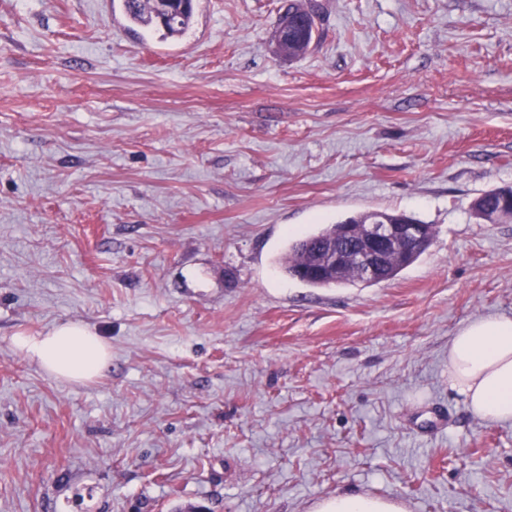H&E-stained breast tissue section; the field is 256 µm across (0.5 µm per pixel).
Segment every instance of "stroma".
Instances as JSON below:
<instances>
[{"label": "stroma", "mask_w": 512, "mask_h": 512, "mask_svg": "<svg viewBox=\"0 0 512 512\" xmlns=\"http://www.w3.org/2000/svg\"><path fill=\"white\" fill-rule=\"evenodd\" d=\"M196 0L174 41L112 0H0V512H512V422L448 388L461 324L512 318V0ZM367 211L432 224L394 279L314 288L292 240ZM78 322L93 382L19 333ZM444 432L419 424L434 404ZM317 17L312 1L289 0L274 34L276 53L295 58L308 52L317 36ZM504 193L511 194L512 186L499 187L480 195L473 204L474 216L483 222L495 224L492 214L499 205L500 198ZM13 343L48 375L72 383L92 381L112 361L109 345L78 322L58 325L45 335L19 334L14 336ZM313 512H406L395 500L365 494H336L319 502Z\"/></svg>", "instance_id": "obj_1"}]
</instances>
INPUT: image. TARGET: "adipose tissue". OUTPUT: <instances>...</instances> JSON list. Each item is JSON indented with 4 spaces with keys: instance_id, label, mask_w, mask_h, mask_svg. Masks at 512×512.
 I'll return each mask as SVG.
<instances>
[{
    "instance_id": "1",
    "label": "adipose tissue",
    "mask_w": 512,
    "mask_h": 512,
    "mask_svg": "<svg viewBox=\"0 0 512 512\" xmlns=\"http://www.w3.org/2000/svg\"><path fill=\"white\" fill-rule=\"evenodd\" d=\"M26 358L50 376L86 383L110 366L109 345L85 325L68 322L47 334L14 336ZM448 386L484 420L512 421V319L487 315L461 325L448 345ZM314 512H406L395 500L339 494L319 502Z\"/></svg>"
}]
</instances>
